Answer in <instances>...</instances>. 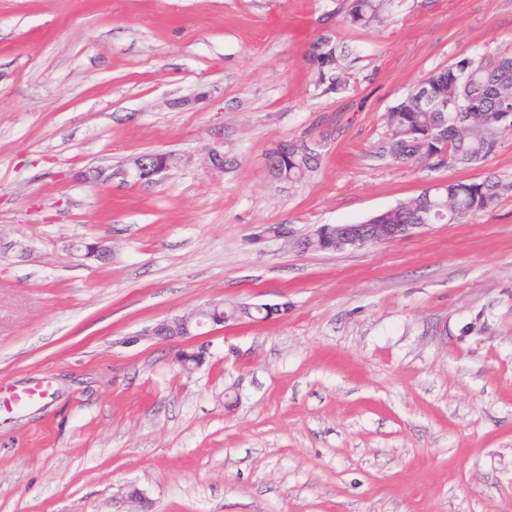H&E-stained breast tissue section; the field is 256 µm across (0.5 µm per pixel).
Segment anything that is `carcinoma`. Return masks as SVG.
Returning a JSON list of instances; mask_svg holds the SVG:
<instances>
[{"instance_id":"obj_1","label":"carcinoma","mask_w":512,"mask_h":512,"mask_svg":"<svg viewBox=\"0 0 512 512\" xmlns=\"http://www.w3.org/2000/svg\"><path fill=\"white\" fill-rule=\"evenodd\" d=\"M385 0H340L341 22L367 28L378 21ZM308 60L317 68L319 82L330 91L344 81L337 69V45L330 34L317 35L309 44ZM389 136L379 154L397 164L425 163L440 169L448 165L476 166L494 152L501 135L512 131V56L490 54L479 60L464 58L420 81L409 96L387 115ZM447 151L448 163L434 164L430 157ZM319 155L296 145L271 159L270 167L279 182L305 180L318 166ZM494 177L480 182L448 181L442 188L419 194L407 202L369 220L407 230L415 224H451L486 212L511 189ZM336 240V229L326 234L313 232L301 241L311 251H326ZM240 314L233 305L216 304L204 316L218 323Z\"/></svg>"}]
</instances>
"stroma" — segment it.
Returning a JSON list of instances; mask_svg holds the SVG:
<instances>
[{
  "mask_svg": "<svg viewBox=\"0 0 512 512\" xmlns=\"http://www.w3.org/2000/svg\"><path fill=\"white\" fill-rule=\"evenodd\" d=\"M335 13L0 0V512H128L131 485L153 512H512V191L382 245L295 246L440 182H512V133L470 167L377 149L420 80L512 53V0H389L370 28ZM326 31L336 92L307 57ZM217 126L220 173L201 160ZM282 140L317 150L310 178H270ZM144 152L193 161L112 177ZM212 299L281 312L217 328L189 372L144 336Z\"/></svg>",
  "mask_w": 512,
  "mask_h": 512,
  "instance_id": "35a3bbf8",
  "label": "stroma"
}]
</instances>
